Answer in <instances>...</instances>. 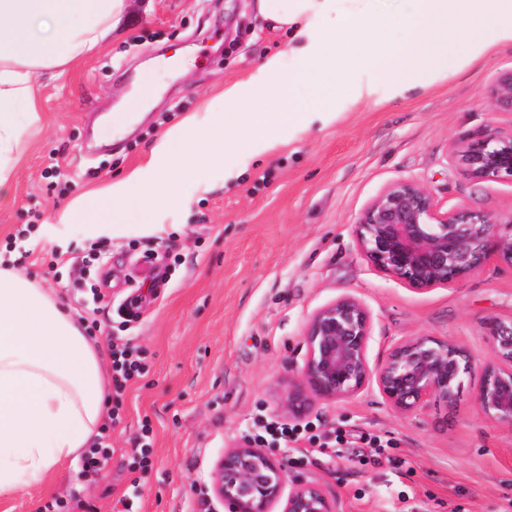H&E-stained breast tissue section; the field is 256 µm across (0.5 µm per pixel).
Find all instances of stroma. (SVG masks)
<instances>
[{"instance_id":"1","label":"stroma","mask_w":512,"mask_h":512,"mask_svg":"<svg viewBox=\"0 0 512 512\" xmlns=\"http://www.w3.org/2000/svg\"><path fill=\"white\" fill-rule=\"evenodd\" d=\"M287 51V32L266 26L254 0H128L121 29L99 54L43 80L44 123L0 205V248L28 239L88 189L145 165L163 132L265 56ZM177 52L186 69L158 73L154 59ZM510 73L512 44L466 68L450 51L434 87L355 107L245 165L226 153L212 191L160 212L166 234L21 251L17 270L55 290L103 357L130 342L146 372L128 388L120 422H103L111 448L102 471L62 461L43 483L0 499V512L53 503L57 512H80L82 502L117 512L124 497L138 512H227L211 490L216 462L252 440L258 416L277 415L302 366L311 316L345 294L373 315L371 364L416 336L462 345L479 365L489 360L486 322L512 317V268L491 263L416 291L371 265L355 225L400 179L424 184L446 209L512 215V180L473 182L452 152L460 141L512 131V111L492 103L498 79ZM138 111L142 119L116 142L96 123ZM98 250L106 265L94 261ZM158 265L168 276L156 286ZM131 300L138 317L126 327L115 310ZM308 420L297 443L264 446L287 459L289 479L317 480L336 496L340 512H512V430L481 414L473 378L450 408L402 414L370 390L317 403ZM145 422L152 463L134 470L130 455ZM334 433L341 442L321 454Z\"/></svg>"}]
</instances>
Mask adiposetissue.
Wrapping results in <instances>:
<instances>
[{
  "label": "adipose tissue",
  "instance_id": "ef3b65f1",
  "mask_svg": "<svg viewBox=\"0 0 512 512\" xmlns=\"http://www.w3.org/2000/svg\"><path fill=\"white\" fill-rule=\"evenodd\" d=\"M369 0H255L264 21L291 33L287 55H272L246 79L225 84L199 111L167 130L147 163L79 196L42 224L40 240L67 247L83 239L157 235L153 217L189 206L211 190V171L235 151L249 162L283 137H303L361 105H381L445 75L448 48L481 62L512 44V0H405L404 27ZM126 0H0V203L8 202L30 135L41 129L39 76H56L95 56L120 24ZM305 84L313 106L293 103ZM142 221H126L128 209ZM0 254V498L43 482L96 434L104 412L102 355L76 317Z\"/></svg>",
  "mask_w": 512,
  "mask_h": 512
}]
</instances>
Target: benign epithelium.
Instances as JSON below:
<instances>
[{"mask_svg": "<svg viewBox=\"0 0 512 512\" xmlns=\"http://www.w3.org/2000/svg\"><path fill=\"white\" fill-rule=\"evenodd\" d=\"M494 105L512 110V74L500 78ZM462 172L477 182L512 178V132L491 131L454 150ZM355 236L368 261L414 290L448 285L496 261L512 267V215L500 217L460 207L444 210L432 191L400 180L372 200ZM373 316L355 296L344 295L311 317L304 335L300 376L288 382L282 413L306 418L319 401L337 402L375 388L394 410L418 412L435 402H455L463 377L475 373L465 348L418 336L394 344L370 366ZM491 358L474 387L482 414L512 430V317L487 322ZM214 497L229 512H339L337 499L315 481L287 483L283 460L250 443L227 448L212 475Z\"/></svg>", "mask_w": 512, "mask_h": 512, "instance_id": "obj_1", "label": "benign epithelium"}]
</instances>
